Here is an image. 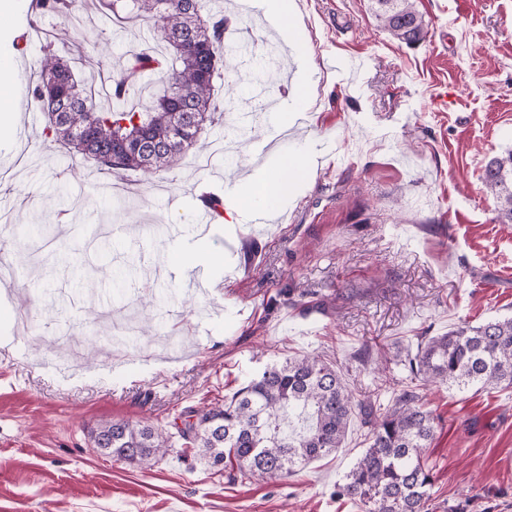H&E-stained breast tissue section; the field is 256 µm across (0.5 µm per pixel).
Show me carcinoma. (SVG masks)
Wrapping results in <instances>:
<instances>
[{"mask_svg": "<svg viewBox=\"0 0 512 512\" xmlns=\"http://www.w3.org/2000/svg\"><path fill=\"white\" fill-rule=\"evenodd\" d=\"M117 25L149 20L169 50L161 60L142 48L128 70L112 77V108L74 74L71 60L53 52L40 62L28 94L42 112L44 141L70 156L94 161L109 174L140 171L147 177L172 172L197 142L206 124L224 112L215 96L229 63L224 57L227 20L201 13V0H100ZM389 36L415 44L427 26L413 0H372ZM29 26L51 14L80 40L92 65L98 44L80 25L78 0H32ZM163 70V91L144 109L124 100L143 75ZM482 182L494 205L493 221L512 224V150L487 162ZM410 380L384 410L378 393L355 394L334 365L309 353L266 367L222 404L189 407L180 415L178 437L214 466L232 458L231 481L286 478L342 447L353 416L369 428L368 446L336 485V496L354 500L363 512H429L434 475L426 452L435 419L420 402L423 385L495 389L512 386V317L474 326L466 321L441 336H425L414 355L400 361ZM102 454L149 467L165 456L170 438L129 420L97 424L91 431Z\"/></svg>", "mask_w": 512, "mask_h": 512, "instance_id": "1", "label": "carcinoma"}]
</instances>
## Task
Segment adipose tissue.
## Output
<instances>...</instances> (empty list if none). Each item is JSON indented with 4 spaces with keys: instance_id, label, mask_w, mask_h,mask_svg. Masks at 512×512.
<instances>
[{
    "instance_id": "obj_1",
    "label": "adipose tissue",
    "mask_w": 512,
    "mask_h": 512,
    "mask_svg": "<svg viewBox=\"0 0 512 512\" xmlns=\"http://www.w3.org/2000/svg\"><path fill=\"white\" fill-rule=\"evenodd\" d=\"M314 167V159L284 157L274 167L257 170L241 187L225 193V213L237 224L268 203L296 196Z\"/></svg>"
}]
</instances>
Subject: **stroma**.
I'll return each instance as SVG.
<instances>
[{"label":"stroma","mask_w":512,"mask_h":512,"mask_svg":"<svg viewBox=\"0 0 512 512\" xmlns=\"http://www.w3.org/2000/svg\"><path fill=\"white\" fill-rule=\"evenodd\" d=\"M294 3L306 59L288 70L274 28L232 14L223 124L147 179L100 171L25 124L44 42L26 35L31 0H18L0 32L17 64L14 132L0 138V512H361L335 495L366 446L357 418L343 448L252 483L228 482L178 442L151 467L131 465L96 452L90 431L112 419L174 433L184 407L224 402L268 364L312 352L387 404L405 384L398 359L422 337L512 316V224L493 222L481 180L512 149V0H414L428 34L411 46L389 38L369 0ZM79 14L105 71L156 39L145 25L120 31L97 0ZM300 79L309 103L289 125ZM285 154L317 166L284 221L232 235L212 225L224 264L186 285L168 253L199 241L200 186L224 193ZM33 224L51 226L48 252L18 242ZM101 232L108 264L91 243ZM146 301L158 335L103 343ZM419 396L435 417L431 512H512V387Z\"/></svg>","instance_id":"obj_1"}]
</instances>
